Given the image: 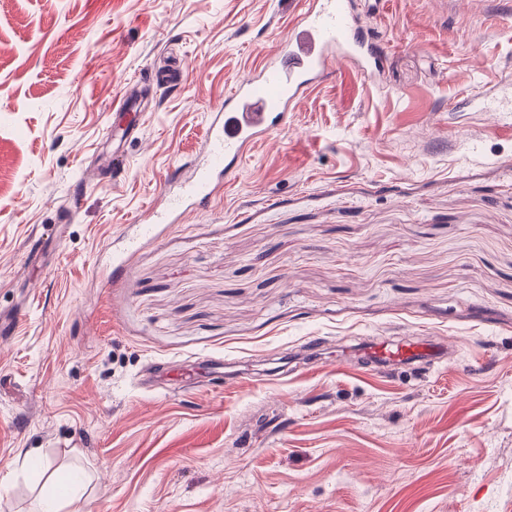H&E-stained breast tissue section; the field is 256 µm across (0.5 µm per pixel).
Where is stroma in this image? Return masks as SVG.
Segmentation results:
<instances>
[{"instance_id":"stroma-1","label":"stroma","mask_w":512,"mask_h":512,"mask_svg":"<svg viewBox=\"0 0 512 512\" xmlns=\"http://www.w3.org/2000/svg\"><path fill=\"white\" fill-rule=\"evenodd\" d=\"M301 11L0 0V314L26 311L0 338V512L41 496L22 452L92 475L69 512H512V0H380V78L343 66L208 211L137 238ZM173 55L113 176L118 103ZM410 336L447 358L322 359Z\"/></svg>"}]
</instances>
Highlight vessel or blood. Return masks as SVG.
<instances>
[{"mask_svg": "<svg viewBox=\"0 0 512 512\" xmlns=\"http://www.w3.org/2000/svg\"><path fill=\"white\" fill-rule=\"evenodd\" d=\"M387 55L385 44L359 22L352 0H308L273 60L238 80L211 112L204 150L192 175L183 180L171 174L166 204L142 220V232L167 223L186 203H208L221 179L231 178L246 153L280 129L312 88L334 77L338 65L354 63L377 77L385 70ZM446 350L441 340H382L369 344L363 354L378 368L410 367L441 359Z\"/></svg>", "mask_w": 512, "mask_h": 512, "instance_id": "obj_1", "label": "vessel or blood"}]
</instances>
